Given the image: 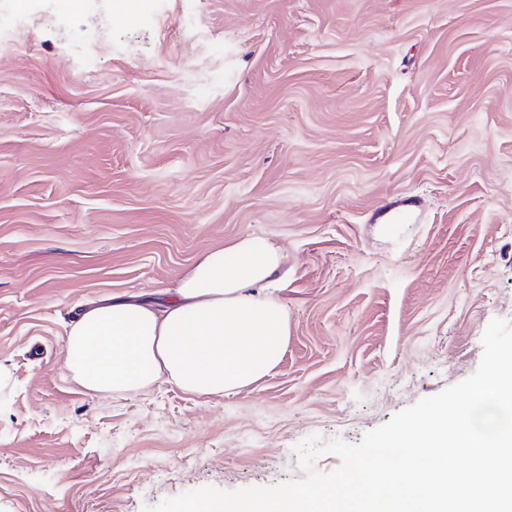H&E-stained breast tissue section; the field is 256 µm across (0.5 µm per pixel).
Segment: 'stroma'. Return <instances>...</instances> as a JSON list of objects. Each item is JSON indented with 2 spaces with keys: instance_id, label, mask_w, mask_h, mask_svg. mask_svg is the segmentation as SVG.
I'll return each mask as SVG.
<instances>
[{
  "instance_id": "stroma-1",
  "label": "stroma",
  "mask_w": 512,
  "mask_h": 512,
  "mask_svg": "<svg viewBox=\"0 0 512 512\" xmlns=\"http://www.w3.org/2000/svg\"><path fill=\"white\" fill-rule=\"evenodd\" d=\"M0 13V512H142L302 478L512 321V0H13ZM199 36L177 32L186 13ZM107 26L111 47L90 34ZM34 43L21 53L16 43ZM418 222L380 236L386 209ZM283 252L280 365L235 395L63 376L87 301Z\"/></svg>"
}]
</instances>
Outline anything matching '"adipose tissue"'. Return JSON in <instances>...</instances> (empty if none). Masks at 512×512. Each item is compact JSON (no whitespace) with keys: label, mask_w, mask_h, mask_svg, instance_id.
I'll return each instance as SVG.
<instances>
[{"label":"adipose tissue","mask_w":512,"mask_h":512,"mask_svg":"<svg viewBox=\"0 0 512 512\" xmlns=\"http://www.w3.org/2000/svg\"><path fill=\"white\" fill-rule=\"evenodd\" d=\"M283 260L268 239L246 235L199 254L163 300L89 302L66 329L61 369L110 397L161 382L199 396L250 387L288 345V310L277 296Z\"/></svg>","instance_id":"obj_1"}]
</instances>
